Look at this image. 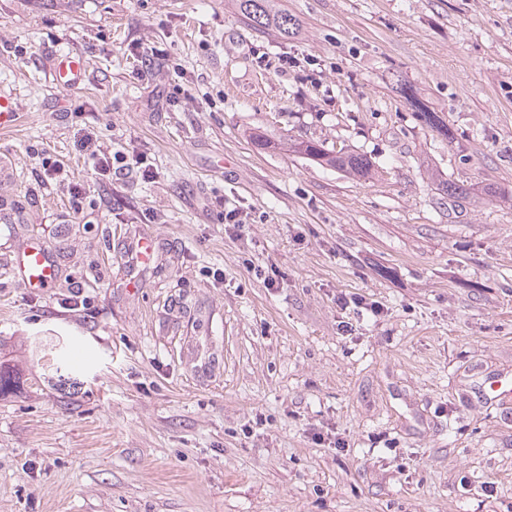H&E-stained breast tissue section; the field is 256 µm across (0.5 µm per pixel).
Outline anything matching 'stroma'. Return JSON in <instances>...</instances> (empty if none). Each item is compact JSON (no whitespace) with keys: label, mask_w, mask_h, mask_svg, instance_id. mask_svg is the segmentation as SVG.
Masks as SVG:
<instances>
[{"label":"stroma","mask_w":512,"mask_h":512,"mask_svg":"<svg viewBox=\"0 0 512 512\" xmlns=\"http://www.w3.org/2000/svg\"><path fill=\"white\" fill-rule=\"evenodd\" d=\"M281 6L288 40L234 0H0V512H512V0ZM88 131L153 179L90 174ZM31 239L50 287L7 266ZM85 69L86 61L83 58L62 52L56 60L54 78L60 85L77 87L83 81ZM17 102L11 91H0V130H8L14 126L17 118ZM295 151L320 166L338 169L360 178H369L373 174L374 164L364 154L346 148L328 150L315 141H302L294 144Z\"/></svg>","instance_id":"stroma-1"}]
</instances>
